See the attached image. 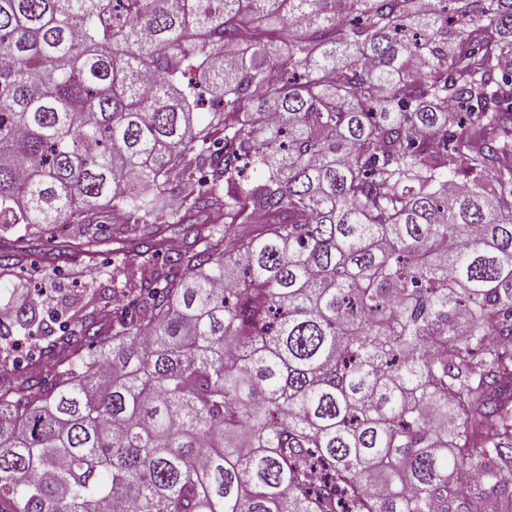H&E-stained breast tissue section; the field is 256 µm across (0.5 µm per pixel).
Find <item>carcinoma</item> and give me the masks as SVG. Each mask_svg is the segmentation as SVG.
<instances>
[{"instance_id": "obj_1", "label": "carcinoma", "mask_w": 512, "mask_h": 512, "mask_svg": "<svg viewBox=\"0 0 512 512\" xmlns=\"http://www.w3.org/2000/svg\"><path fill=\"white\" fill-rule=\"evenodd\" d=\"M115 216L0 512H512V0H0V233Z\"/></svg>"}]
</instances>
